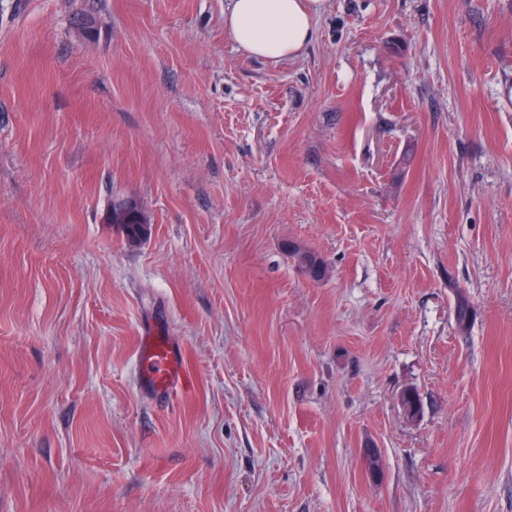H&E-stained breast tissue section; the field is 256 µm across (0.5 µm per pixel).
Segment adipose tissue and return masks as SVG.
Instances as JSON below:
<instances>
[{
    "label": "adipose tissue",
    "instance_id": "ef3b65f1",
    "mask_svg": "<svg viewBox=\"0 0 512 512\" xmlns=\"http://www.w3.org/2000/svg\"><path fill=\"white\" fill-rule=\"evenodd\" d=\"M323 5L324 0H231L224 32L249 55L292 60L309 43Z\"/></svg>",
    "mask_w": 512,
    "mask_h": 512
}]
</instances>
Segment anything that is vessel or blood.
Returning a JSON list of instances; mask_svg holds the SVG:
<instances>
[{
    "label": "vessel or blood",
    "mask_w": 512,
    "mask_h": 512,
    "mask_svg": "<svg viewBox=\"0 0 512 512\" xmlns=\"http://www.w3.org/2000/svg\"><path fill=\"white\" fill-rule=\"evenodd\" d=\"M137 369L148 393L158 399L170 398L189 383L181 346L158 330L142 337Z\"/></svg>",
    "instance_id": "vessel-or-blood-1"
}]
</instances>
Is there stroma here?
Instances as JSON below:
<instances>
[{"label":"stroma","instance_id":"stroma-1","mask_svg":"<svg viewBox=\"0 0 512 512\" xmlns=\"http://www.w3.org/2000/svg\"><path fill=\"white\" fill-rule=\"evenodd\" d=\"M229 4L0 0V512H512V0ZM230 1L224 33L249 55L285 61L309 43L325 0ZM112 205V204H111ZM125 204L112 205L110 211L112 212V222L117 228H119L129 244H138L148 238L150 235V224L148 217L145 212L132 205L131 208L136 211L135 215H129L127 224L124 223L123 219L118 217ZM301 269L312 279L319 280L326 274V266L323 259L314 251L300 245H294L290 249ZM158 329L142 336L137 369L145 389L156 399L167 401L189 383L184 352L170 336Z\"/></svg>","mask_w":512,"mask_h":512}]
</instances>
